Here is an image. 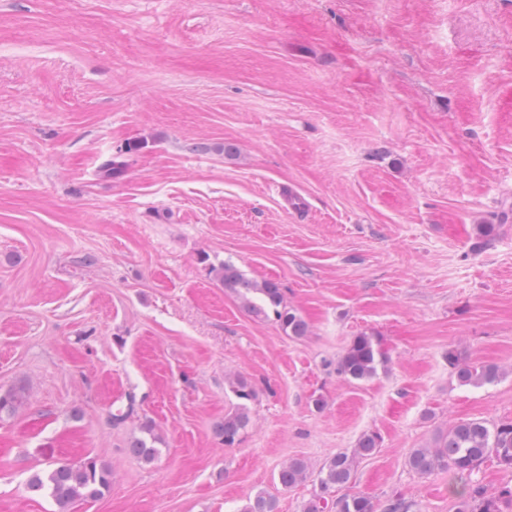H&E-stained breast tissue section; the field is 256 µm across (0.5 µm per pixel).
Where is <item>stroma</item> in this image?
<instances>
[{
	"instance_id": "35a3bbf8",
	"label": "stroma",
	"mask_w": 512,
	"mask_h": 512,
	"mask_svg": "<svg viewBox=\"0 0 512 512\" xmlns=\"http://www.w3.org/2000/svg\"><path fill=\"white\" fill-rule=\"evenodd\" d=\"M224 262L307 335L248 313ZM362 333L388 362L348 381ZM451 348L500 380L459 385ZM230 373L256 391L235 448ZM20 385L0 512H58L29 478L87 458L112 485L69 512H303L313 481L279 469L371 431L349 492L456 512L453 474L405 461L512 420V0H0V387ZM145 421L149 464L127 448ZM214 271L224 288L236 293L252 315L267 319L271 313L288 336L300 338L307 335L306 322L284 302L281 288L277 283L264 281L258 284L244 277L236 266L226 262ZM256 295L259 296L260 302L254 300ZM310 477V470L305 460L294 458L278 472V482L285 490L295 488Z\"/></svg>"
}]
</instances>
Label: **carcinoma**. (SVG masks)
Returning a JSON list of instances; mask_svg holds the SVG:
<instances>
[{
	"instance_id": "carcinoma-1",
	"label": "carcinoma",
	"mask_w": 512,
	"mask_h": 512,
	"mask_svg": "<svg viewBox=\"0 0 512 512\" xmlns=\"http://www.w3.org/2000/svg\"><path fill=\"white\" fill-rule=\"evenodd\" d=\"M219 282L236 293L245 308L255 317H274L284 332L293 338L307 335V324L294 309L284 302L281 288L272 281L257 283L250 280L230 263L216 269ZM387 353L378 336L362 334L352 339L336 363L338 374L348 380L374 376L380 365L387 363ZM448 367L461 385H484L496 382L501 375L495 364L471 365L463 361L455 349L446 354ZM228 385L239 400L234 411L224 415L216 431L226 447L240 444L251 426L249 403L256 399L255 391L242 376L228 380ZM26 399L25 388L12 387L0 394V415L12 416ZM160 437L149 423L140 425V435L132 437L129 448L140 460L151 463L158 455L156 444ZM380 439L375 433L364 435L356 448L331 455L320 467L312 497L304 505V512H415V503L403 494H390L385 504H376L363 494L335 495L354 478L356 459L374 455ZM488 458L512 471V421L489 423L484 420L461 421L437 436L432 448H416L406 459L407 467L418 475H429L450 470L456 477L451 492L457 500V512H506L512 508V487H504L490 494L472 475ZM310 477L305 460L294 458L278 472V482L285 490L294 488ZM111 472L95 459L78 463L56 462L44 475L36 473L28 481L31 492L48 491L59 507L67 512L76 500L93 501L109 492ZM275 502L263 493L249 502L244 512H274Z\"/></svg>"
}]
</instances>
